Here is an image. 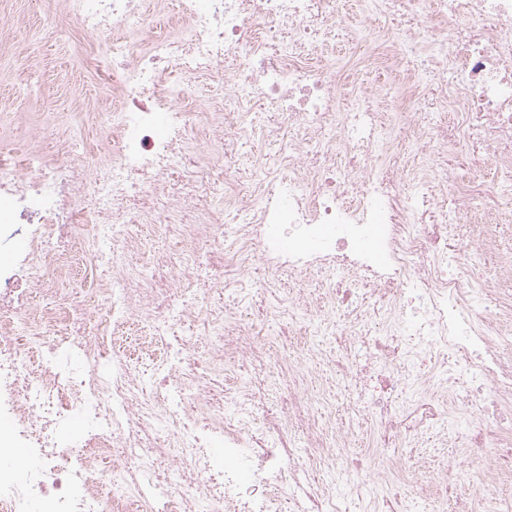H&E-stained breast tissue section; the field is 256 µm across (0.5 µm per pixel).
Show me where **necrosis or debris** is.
Returning a JSON list of instances; mask_svg holds the SVG:
<instances>
[{"label": "necrosis or debris", "instance_id": "4bbe7bcc", "mask_svg": "<svg viewBox=\"0 0 512 512\" xmlns=\"http://www.w3.org/2000/svg\"><path fill=\"white\" fill-rule=\"evenodd\" d=\"M68 2L116 106L90 115L95 150L67 133L62 154L0 156V242L22 243L0 260V512H347L335 473L352 433L331 413L330 371L374 400L382 462L353 487L388 494L366 512H512V296L468 276L492 243L465 233L487 164L512 168V0H372L378 28L338 0H179L182 23L165 34L149 0ZM330 34L381 48L378 80L313 67ZM409 58L417 70L400 74ZM174 73L223 80L224 95L199 113ZM257 107L278 122H249ZM395 124L429 162L381 169ZM250 134L278 150L254 158L265 183L249 203L208 181L199 140L223 145L229 170ZM201 195L211 207L186 217L184 197ZM147 224L159 245L137 268ZM258 257L298 281L336 272L314 298L270 307L272 339L212 302L226 272L243 285ZM302 310L340 319L333 345L305 343L289 370L287 418L262 416L243 379L225 405L226 356L273 366ZM190 326L213 348L210 368ZM451 420L460 455L406 497L408 449Z\"/></svg>", "mask_w": 512, "mask_h": 512}]
</instances>
